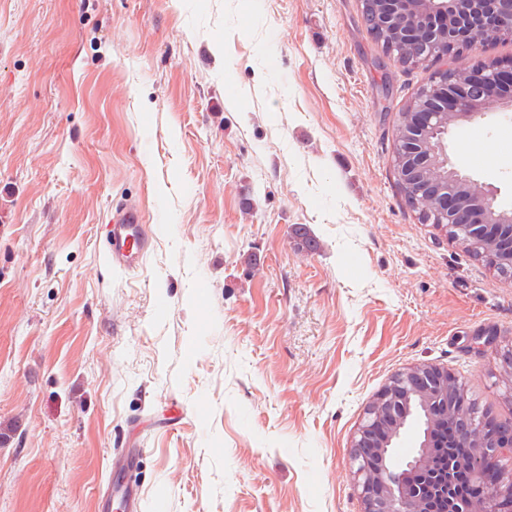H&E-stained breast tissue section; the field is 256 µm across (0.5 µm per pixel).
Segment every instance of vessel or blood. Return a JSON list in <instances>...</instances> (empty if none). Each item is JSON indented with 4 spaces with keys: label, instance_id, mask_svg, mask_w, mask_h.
Here are the masks:
<instances>
[{
    "label": "vessel or blood",
    "instance_id": "b4317fda",
    "mask_svg": "<svg viewBox=\"0 0 512 512\" xmlns=\"http://www.w3.org/2000/svg\"><path fill=\"white\" fill-rule=\"evenodd\" d=\"M106 253L113 266L134 271L140 268L151 244L139 203L126 199L116 203L105 226Z\"/></svg>",
    "mask_w": 512,
    "mask_h": 512
}]
</instances>
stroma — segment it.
I'll use <instances>...</instances> for the list:
<instances>
[{
    "label": "stroma",
    "instance_id": "35a3bbf8",
    "mask_svg": "<svg viewBox=\"0 0 512 512\" xmlns=\"http://www.w3.org/2000/svg\"><path fill=\"white\" fill-rule=\"evenodd\" d=\"M511 58L400 66L360 0H0V512H95L130 448L141 512H363L351 441L419 364L512 420V279L393 158L434 73ZM447 143L512 209V111ZM124 198L134 272L102 240ZM106 253L113 266L128 271L140 268L151 244L139 203L125 199L116 203L104 230Z\"/></svg>",
    "mask_w": 512,
    "mask_h": 512
}]
</instances>
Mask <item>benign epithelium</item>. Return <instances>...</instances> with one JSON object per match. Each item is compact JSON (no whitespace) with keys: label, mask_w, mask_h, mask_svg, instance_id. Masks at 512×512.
<instances>
[{"label":"benign epithelium","mask_w":512,"mask_h":512,"mask_svg":"<svg viewBox=\"0 0 512 512\" xmlns=\"http://www.w3.org/2000/svg\"><path fill=\"white\" fill-rule=\"evenodd\" d=\"M407 0H370L376 32L402 43H420L424 59L460 50L464 43L481 46L490 40L512 39V0H413L416 18L402 20ZM417 97L427 104L411 109V120L398 143L409 166L444 172L433 183L432 208L448 217L458 209L476 211L468 237L490 245L512 260V210L499 208L494 189L462 175L444 141L432 143L437 130L451 132L493 109L512 110V62H491L472 70L435 77ZM466 386L447 369L417 365L396 374L368 406L354 437L352 459L364 502V512H512V483L500 477V457L512 454V440L491 443L482 427L460 421L448 407V396ZM420 414L423 439L413 458L400 466L392 458L393 440ZM449 429L448 446L458 450L455 465L470 472L481 495L465 499L453 493V471L433 468L434 438Z\"/></svg>","instance_id":"benign-epithelium-1"}]
</instances>
